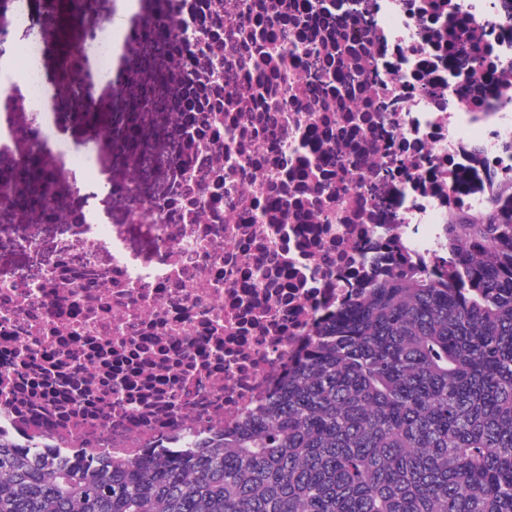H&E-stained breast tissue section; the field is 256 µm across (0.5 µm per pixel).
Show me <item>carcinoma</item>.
Instances as JSON below:
<instances>
[{"label": "carcinoma", "instance_id": "1", "mask_svg": "<svg viewBox=\"0 0 512 512\" xmlns=\"http://www.w3.org/2000/svg\"><path fill=\"white\" fill-rule=\"evenodd\" d=\"M451 225L463 280L403 266L208 446L49 464L0 445V512H512V186Z\"/></svg>", "mask_w": 512, "mask_h": 512}]
</instances>
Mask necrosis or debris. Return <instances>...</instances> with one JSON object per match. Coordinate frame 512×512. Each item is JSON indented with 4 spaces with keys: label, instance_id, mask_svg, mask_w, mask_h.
Masks as SVG:
<instances>
[{
    "label": "necrosis or debris",
    "instance_id": "obj_1",
    "mask_svg": "<svg viewBox=\"0 0 512 512\" xmlns=\"http://www.w3.org/2000/svg\"><path fill=\"white\" fill-rule=\"evenodd\" d=\"M122 2L136 36L93 51L137 109L102 110L80 72L57 90L111 128L108 192L46 118L0 142V440L50 458L235 428L389 269L449 279L451 224L512 183V0ZM14 3L0 57L27 66L0 93L33 113L56 0L22 43ZM52 152L44 207H16Z\"/></svg>",
    "mask_w": 512,
    "mask_h": 512
}]
</instances>
